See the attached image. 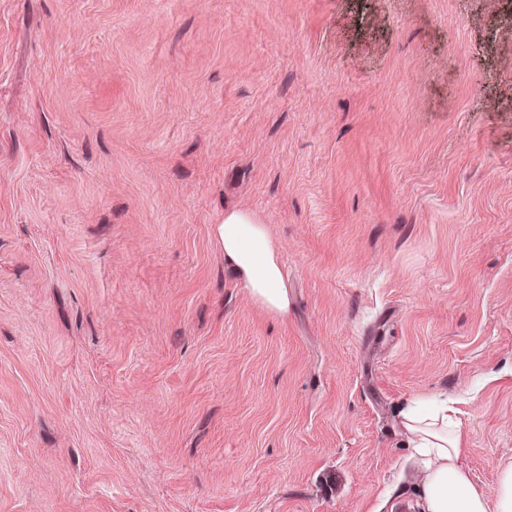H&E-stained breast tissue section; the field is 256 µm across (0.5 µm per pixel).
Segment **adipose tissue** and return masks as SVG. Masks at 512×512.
Returning a JSON list of instances; mask_svg holds the SVG:
<instances>
[{"mask_svg": "<svg viewBox=\"0 0 512 512\" xmlns=\"http://www.w3.org/2000/svg\"><path fill=\"white\" fill-rule=\"evenodd\" d=\"M224 263L264 308L287 315L285 273L266 225L250 212L230 209L214 229ZM401 427L408 448L423 466L420 489L426 512H512V464L503 467L493 495L479 492L463 461L456 410L447 401L406 405Z\"/></svg>", "mask_w": 512, "mask_h": 512, "instance_id": "ef3b65f1", "label": "adipose tissue"}]
</instances>
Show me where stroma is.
<instances>
[{"label":"stroma","mask_w":512,"mask_h":512,"mask_svg":"<svg viewBox=\"0 0 512 512\" xmlns=\"http://www.w3.org/2000/svg\"><path fill=\"white\" fill-rule=\"evenodd\" d=\"M445 395L492 494L512 0H0V512H424ZM215 238L224 252V264L243 288L264 308L281 316L288 314V288L266 224L250 212L230 209L224 222L216 224Z\"/></svg>","instance_id":"35a3bbf8"}]
</instances>
